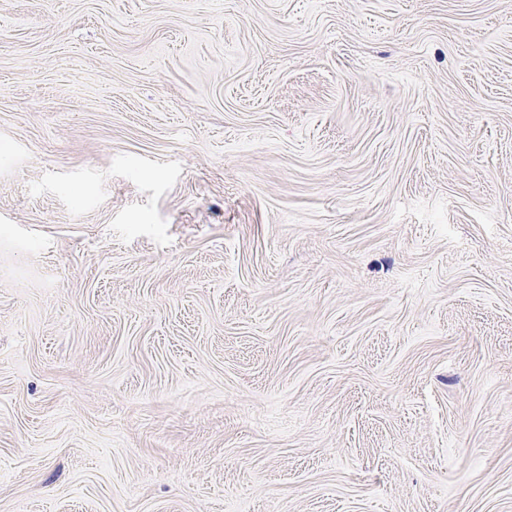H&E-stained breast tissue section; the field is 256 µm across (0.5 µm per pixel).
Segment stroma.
<instances>
[{"label": "stroma", "mask_w": 512, "mask_h": 512, "mask_svg": "<svg viewBox=\"0 0 512 512\" xmlns=\"http://www.w3.org/2000/svg\"><path fill=\"white\" fill-rule=\"evenodd\" d=\"M512 512V0H0V512Z\"/></svg>", "instance_id": "35a3bbf8"}]
</instances>
